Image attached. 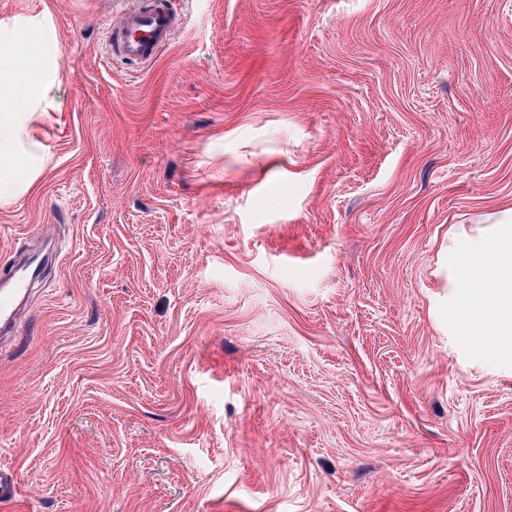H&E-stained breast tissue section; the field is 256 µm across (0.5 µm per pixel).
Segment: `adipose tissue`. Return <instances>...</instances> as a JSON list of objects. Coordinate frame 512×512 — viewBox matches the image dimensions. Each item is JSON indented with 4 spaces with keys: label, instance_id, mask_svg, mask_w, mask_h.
Masks as SVG:
<instances>
[{
    "label": "adipose tissue",
    "instance_id": "ef3b65f1",
    "mask_svg": "<svg viewBox=\"0 0 512 512\" xmlns=\"http://www.w3.org/2000/svg\"><path fill=\"white\" fill-rule=\"evenodd\" d=\"M60 74L51 54L19 48L0 55V182L14 195L28 182L17 168L37 175L42 146L31 133L37 110L48 109V90ZM469 325L461 344L493 365H512V212L475 224L448 240V328Z\"/></svg>",
    "mask_w": 512,
    "mask_h": 512
}]
</instances>
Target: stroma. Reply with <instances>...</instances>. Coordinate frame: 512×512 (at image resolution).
<instances>
[{"mask_svg":"<svg viewBox=\"0 0 512 512\" xmlns=\"http://www.w3.org/2000/svg\"><path fill=\"white\" fill-rule=\"evenodd\" d=\"M0 0L53 41L0 269V512H512V375L448 333L454 230L512 209V0ZM178 16L162 0H142L122 14L108 33L112 56L149 62L170 42ZM54 250L38 253L21 262L14 259L0 281V341L11 340L19 324L21 306L29 297L33 285L53 261Z\"/></svg>","mask_w":512,"mask_h":512,"instance_id":"obj_1","label":"stroma"}]
</instances>
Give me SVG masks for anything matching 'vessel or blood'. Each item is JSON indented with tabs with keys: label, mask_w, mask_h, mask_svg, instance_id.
I'll return each instance as SVG.
<instances>
[{
	"label": "vessel or blood",
	"mask_w": 512,
	"mask_h": 512,
	"mask_svg": "<svg viewBox=\"0 0 512 512\" xmlns=\"http://www.w3.org/2000/svg\"><path fill=\"white\" fill-rule=\"evenodd\" d=\"M178 17L163 0H139L136 7L122 14L108 33L112 56L149 62L170 42ZM53 261L52 253H39L25 261H12L0 279V341L11 338L21 317V307L33 285Z\"/></svg>",
	"instance_id": "obj_1"
}]
</instances>
